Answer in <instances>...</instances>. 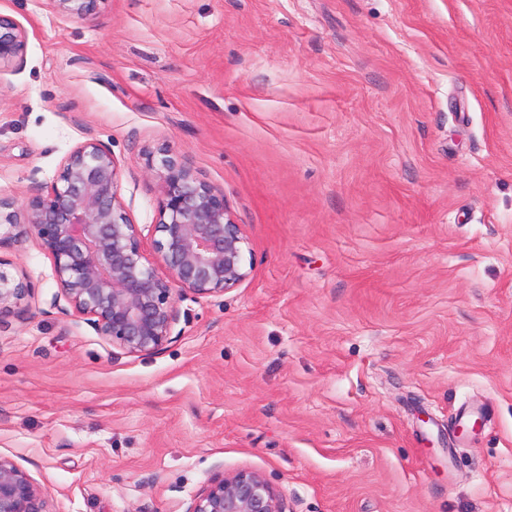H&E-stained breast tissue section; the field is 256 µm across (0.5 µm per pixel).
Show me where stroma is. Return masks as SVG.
<instances>
[{"mask_svg": "<svg viewBox=\"0 0 512 512\" xmlns=\"http://www.w3.org/2000/svg\"><path fill=\"white\" fill-rule=\"evenodd\" d=\"M0 196L107 144L224 192L253 252L131 355L64 314L35 237L0 315V455L54 512H186L256 470L286 512H512V0H0ZM52 11L67 18L86 20L95 14L97 0H48ZM26 32L10 17L0 14V70L23 61ZM13 266V261L5 259L0 254V315L14 310L29 295L32 285L24 275H13L7 267Z\"/></svg>", "mask_w": 512, "mask_h": 512, "instance_id": "1", "label": "stroma"}]
</instances>
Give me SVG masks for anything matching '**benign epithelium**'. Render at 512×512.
Returning <instances> with one entry per match:
<instances>
[{
	"mask_svg": "<svg viewBox=\"0 0 512 512\" xmlns=\"http://www.w3.org/2000/svg\"><path fill=\"white\" fill-rule=\"evenodd\" d=\"M97 0H48L52 11L86 20ZM26 32L0 14V67L23 61ZM161 185L154 224L133 223L119 193L120 164L95 140L77 143L44 192L22 203L0 197V246L34 236L53 261L64 312L83 319L128 354L162 350L173 339L177 301L221 295L239 285L253 253L224 192L200 180L177 157L151 163ZM150 241V248L144 242ZM0 256V314L16 308L32 285ZM0 512H53L46 488L0 455ZM185 512H285L260 472L223 474Z\"/></svg>",
	"mask_w": 512,
	"mask_h": 512,
	"instance_id": "7a95c632",
	"label": "benign epithelium"
}]
</instances>
